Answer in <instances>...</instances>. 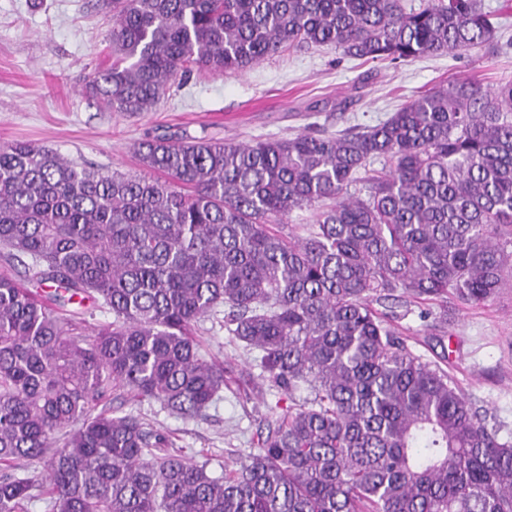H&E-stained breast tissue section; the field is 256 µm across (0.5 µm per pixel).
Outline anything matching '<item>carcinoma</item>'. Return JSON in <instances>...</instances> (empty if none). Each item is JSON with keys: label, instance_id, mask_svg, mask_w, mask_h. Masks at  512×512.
<instances>
[{"label": "carcinoma", "instance_id": "obj_1", "mask_svg": "<svg viewBox=\"0 0 512 512\" xmlns=\"http://www.w3.org/2000/svg\"><path fill=\"white\" fill-rule=\"evenodd\" d=\"M112 62L86 97L149 112L178 73L243 71L332 45L397 64L486 54L479 0H102ZM143 176L0 146V512H512V441L374 305L512 287V80L435 86L359 130L240 144L165 135ZM378 162L365 196L355 175ZM328 199L304 235L285 226ZM102 301L91 328L55 306ZM258 352L252 381L288 395L257 448L213 476L170 435L107 407L112 391L196 419L224 366L195 327ZM310 397L298 402L295 392ZM48 461L37 483L18 475Z\"/></svg>", "mask_w": 512, "mask_h": 512}]
</instances>
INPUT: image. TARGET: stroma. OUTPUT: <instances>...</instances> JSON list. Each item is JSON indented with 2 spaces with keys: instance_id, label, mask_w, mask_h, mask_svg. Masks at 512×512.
<instances>
[{
  "instance_id": "35a3bbf8",
  "label": "stroma",
  "mask_w": 512,
  "mask_h": 512,
  "mask_svg": "<svg viewBox=\"0 0 512 512\" xmlns=\"http://www.w3.org/2000/svg\"><path fill=\"white\" fill-rule=\"evenodd\" d=\"M499 23L498 46L484 56L371 63L333 48L291 49L242 72L192 70L150 112L127 115L89 103L91 71L110 59L113 20L100 0H0V145L23 141L56 150L102 172L141 174L136 145L156 135L255 143L305 130L364 127L452 79L485 86L512 80V0H481ZM447 321H440V311ZM391 326L423 360L447 370L479 411L512 438V288L486 305L423 303ZM204 347L228 368L230 384L204 417L182 420L160 403L114 399L115 411L141 415L173 432L187 458L218 472L253 448L277 391L242 385L258 374L255 355L219 323L201 324Z\"/></svg>"
}]
</instances>
